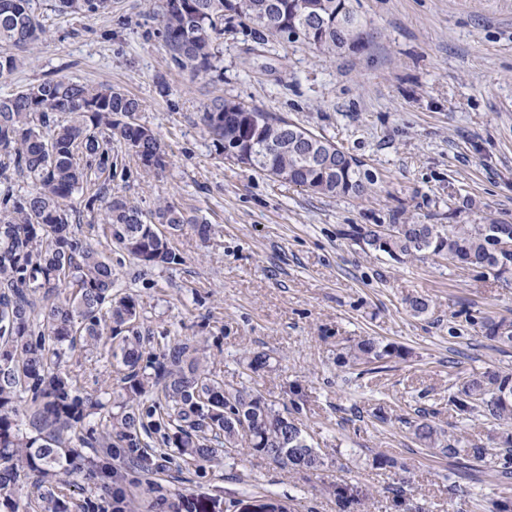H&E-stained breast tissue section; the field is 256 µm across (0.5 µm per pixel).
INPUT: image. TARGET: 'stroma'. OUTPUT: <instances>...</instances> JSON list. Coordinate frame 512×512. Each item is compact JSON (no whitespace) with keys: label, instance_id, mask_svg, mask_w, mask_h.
Here are the masks:
<instances>
[{"label":"stroma","instance_id":"obj_1","mask_svg":"<svg viewBox=\"0 0 512 512\" xmlns=\"http://www.w3.org/2000/svg\"><path fill=\"white\" fill-rule=\"evenodd\" d=\"M32 0L51 37L29 46L24 64L0 76L4 96L66 76L112 87L143 104L142 123L158 133L169 164L145 172L120 150L114 195L143 211L167 201L212 226L176 237L185 262L138 275L125 253L110 254L121 293L143 305L140 327L154 352L165 337L199 336L224 383L290 407L311 443L329 452L317 473H290L249 454L225 458L198 476L169 463L162 491L215 497L220 512L269 495L294 512H340L333 493L356 492L352 512H472L501 496L483 473L449 478L446 455L417 447L401 417L420 410L451 434L485 439L483 418L461 420L448 406L456 378L498 368L512 352L494 348L468 316L512 321V276L498 279L445 261H392L362 250L341 231L350 224H512V0H354L369 39L327 59L299 43L255 42L250 27L228 26L221 76L192 78L173 66L159 34L155 0H112L92 19ZM231 98L286 116L364 161L376 182L365 194L330 199L224 161L202 120L205 105ZM430 311L413 316L407 295ZM374 336L411 350L388 371L338 366L336 350ZM281 361L254 374L243 351ZM383 407L387 419L371 415ZM393 459L381 468L373 458ZM403 486L395 507L391 487Z\"/></svg>","mask_w":512,"mask_h":512}]
</instances>
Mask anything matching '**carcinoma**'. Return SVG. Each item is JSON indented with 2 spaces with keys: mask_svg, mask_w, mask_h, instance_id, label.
Instances as JSON below:
<instances>
[{
  "mask_svg": "<svg viewBox=\"0 0 512 512\" xmlns=\"http://www.w3.org/2000/svg\"><path fill=\"white\" fill-rule=\"evenodd\" d=\"M306 9L326 26L311 31L297 13ZM54 9L87 18L112 12V0H55ZM165 48L174 66L194 76L217 71V42L224 25L244 18L258 40L301 43L320 54L336 53V23L358 20L352 0H160ZM47 30L31 0H0V75L10 74L21 54ZM236 110V123L224 110ZM141 103L108 85L92 86L66 77L48 79L0 96V512H72L73 496L93 485L81 512H131L119 461L144 476L180 460L203 474L223 465L232 451L273 460L288 471L316 472L325 454L308 443L292 409H280L260 392L226 384L208 368L193 337L167 343L162 353L147 349L138 330L140 303L112 292V260L77 236L74 194L96 186L84 204L95 212L110 243L144 268L173 269L184 263L174 245L186 225L201 238L208 224H195L165 202L144 212L112 195L116 162L112 138L132 150L141 165L163 170L168 154L155 131L139 122ZM202 121L216 150L230 146L253 155L251 168L270 178L329 198L359 196L374 176L354 155L340 166L328 154L333 141L316 136L313 158L302 161L288 146L299 125L285 117L222 99L204 108ZM31 180L15 189L13 174ZM512 224H350L346 238L394 260L434 257L498 276L512 274V256L499 252ZM416 317L429 312L420 294L405 299ZM483 336L512 348V322L486 315L468 317ZM108 356L119 374L118 389L84 390V374L64 366L76 340ZM406 348L374 337L352 339L336 353L341 367L379 373ZM243 364L253 373L272 369L270 355L251 352ZM448 405L463 420L477 415L512 424V373L487 369L459 377ZM421 448L449 455L461 465L482 462L493 448L509 453L489 469L497 485L512 483V433L490 434L479 444L451 436L422 413L399 418ZM40 490L35 503L20 506L19 493ZM169 512H200L199 499L179 492Z\"/></svg>",
  "mask_w": 512,
  "mask_h": 512,
  "instance_id": "carcinoma-1",
  "label": "carcinoma"
}]
</instances>
